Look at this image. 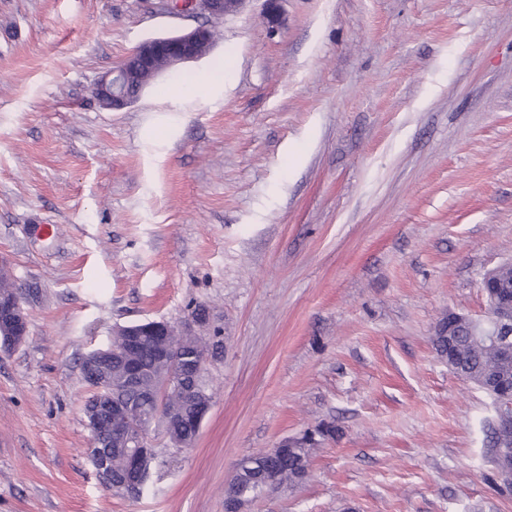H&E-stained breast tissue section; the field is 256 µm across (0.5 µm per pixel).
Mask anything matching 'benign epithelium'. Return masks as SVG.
I'll use <instances>...</instances> for the list:
<instances>
[{
  "instance_id": "1",
  "label": "benign epithelium",
  "mask_w": 512,
  "mask_h": 512,
  "mask_svg": "<svg viewBox=\"0 0 512 512\" xmlns=\"http://www.w3.org/2000/svg\"><path fill=\"white\" fill-rule=\"evenodd\" d=\"M244 0H156L155 8L162 12L184 17L203 14L209 23L199 25L176 35L147 39L122 63L105 74L94 87V96L106 108L121 109L137 99L140 92L162 72L180 65L196 62L209 53L216 34V27L228 11L236 10ZM512 277V262H505L489 271L481 281L482 292L491 300L490 315L473 319L456 313L448 314V328L458 326L477 328L486 322L496 327V335L503 337L500 346L503 353L512 356V343L507 336L512 334V293L503 287V279ZM24 292L13 280L9 261L0 257V352L10 353L21 346L28 335L27 316L23 308ZM209 318L191 315L178 326L165 321L146 320L131 325L116 326L110 341L83 357L91 379L110 382L112 355L124 354L128 349L129 337L138 335V329L150 330L161 337L164 357L162 367L154 377V408L148 416L149 426L135 421L131 413L122 406L102 399L83 408L85 424L90 431V446L98 448L104 440V433L113 427H127L124 448L128 455L140 453L142 448H155L154 426L162 427L170 448H192L195 440L173 434L176 416L179 413L178 391L180 390L179 364L183 352L191 347L200 355V368L204 369L213 361L215 346L208 336ZM491 428L502 442L512 440V411L495 406V417ZM89 462L100 485L112 490V470L106 462H100L99 455L89 456Z\"/></svg>"
}]
</instances>
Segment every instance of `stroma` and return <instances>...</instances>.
<instances>
[{
	"instance_id": "35a3bbf8",
	"label": "stroma",
	"mask_w": 512,
	"mask_h": 512,
	"mask_svg": "<svg viewBox=\"0 0 512 512\" xmlns=\"http://www.w3.org/2000/svg\"><path fill=\"white\" fill-rule=\"evenodd\" d=\"M201 23L0 0V256L31 293L0 355V512H224L241 459L327 424L308 479L247 512H512L492 400L431 342L512 261V0H245L204 59L99 104L141 41ZM193 304L224 336L213 406L139 499L113 494L80 361Z\"/></svg>"
}]
</instances>
